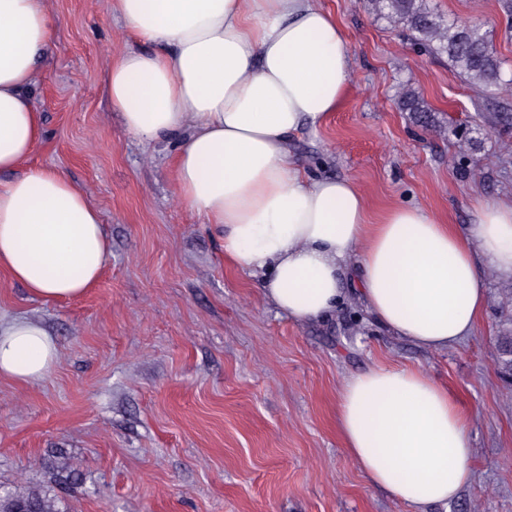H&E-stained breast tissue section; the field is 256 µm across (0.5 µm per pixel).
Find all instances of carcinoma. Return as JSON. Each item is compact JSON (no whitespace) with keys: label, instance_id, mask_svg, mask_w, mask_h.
Returning a JSON list of instances; mask_svg holds the SVG:
<instances>
[{"label":"carcinoma","instance_id":"carcinoma-1","mask_svg":"<svg viewBox=\"0 0 512 512\" xmlns=\"http://www.w3.org/2000/svg\"><path fill=\"white\" fill-rule=\"evenodd\" d=\"M365 7L377 16L404 25L414 39L426 49L445 53L451 65L486 98L493 99L512 79L503 78L501 62L487 32L480 23L461 24L437 15L427 0H364ZM399 107L404 112H426L420 92L405 85L397 92ZM495 363L512 375V330L498 337ZM0 512H60L57 497L41 492H27L0 496Z\"/></svg>","mask_w":512,"mask_h":512}]
</instances>
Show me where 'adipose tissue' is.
I'll return each mask as SVG.
<instances>
[{"instance_id": "obj_1", "label": "adipose tissue", "mask_w": 512, "mask_h": 512, "mask_svg": "<svg viewBox=\"0 0 512 512\" xmlns=\"http://www.w3.org/2000/svg\"><path fill=\"white\" fill-rule=\"evenodd\" d=\"M134 48L114 60L108 93L127 131L175 140L180 203L211 224L224 254L296 321L326 317L355 291L388 332L431 350L473 333L484 269L512 279V201L485 200L458 231L413 206L371 221L347 179H316L289 144L336 111L350 49L317 0H112ZM57 17L47 0H0V271L35 298L81 297L111 256L99 212L64 173L27 166L42 136L39 72ZM54 337L0 320V376L52 371ZM343 444L373 485L426 512L470 485L468 422L426 373L374 367L338 395Z\"/></svg>"}]
</instances>
